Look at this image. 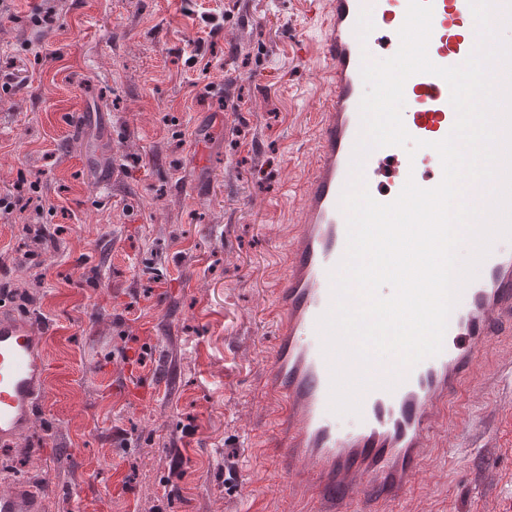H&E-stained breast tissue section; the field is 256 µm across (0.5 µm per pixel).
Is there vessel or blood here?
Masks as SVG:
<instances>
[{"label": "vessel or blood", "instance_id": "1", "mask_svg": "<svg viewBox=\"0 0 512 512\" xmlns=\"http://www.w3.org/2000/svg\"><path fill=\"white\" fill-rule=\"evenodd\" d=\"M428 55L440 66L462 63L476 42L469 0H432ZM408 0H326L324 38L328 104L316 119L314 163L305 178L296 231L289 240L285 269L273 292L277 323L264 378L277 404V462L286 478H301L315 495L314 512H344L354 489L369 484L380 499L400 497L417 482L421 464L439 428L448 421L478 362L484 340L499 327L512 329V240L495 239L479 274L464 289L455 322L448 326L442 351L421 361L394 388L391 361L375 364L376 387L364 390L352 429L341 430L330 409L332 357L324 352L319 317L332 302L331 274L345 256L346 219L339 207L349 178L350 161L361 128L359 102L365 84L360 74L363 50H375L383 38L399 46ZM370 9L374 28L359 41L356 23ZM404 97L413 113L404 126L427 141L420 156L403 155L396 146L373 150L364 165L366 187L382 203L394 200L376 177L388 160H396V184L404 186L419 164L431 162L433 173L423 188L442 177L433 142L451 131L456 114L450 88L426 73L410 76ZM48 379L43 339L12 312L0 310V443L11 444L31 427ZM33 486L14 483L0 492V512H43Z\"/></svg>", "mask_w": 512, "mask_h": 512}]
</instances>
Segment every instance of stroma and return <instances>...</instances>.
<instances>
[{
	"instance_id": "35a3bbf8",
	"label": "stroma",
	"mask_w": 512,
	"mask_h": 512,
	"mask_svg": "<svg viewBox=\"0 0 512 512\" xmlns=\"http://www.w3.org/2000/svg\"><path fill=\"white\" fill-rule=\"evenodd\" d=\"M11 0L0 18V302L44 336V399L0 491L45 512H307L263 389L315 115L305 0ZM471 381L385 512H512V363ZM43 499L33 486L16 482L0 492V512H42Z\"/></svg>"
}]
</instances>
